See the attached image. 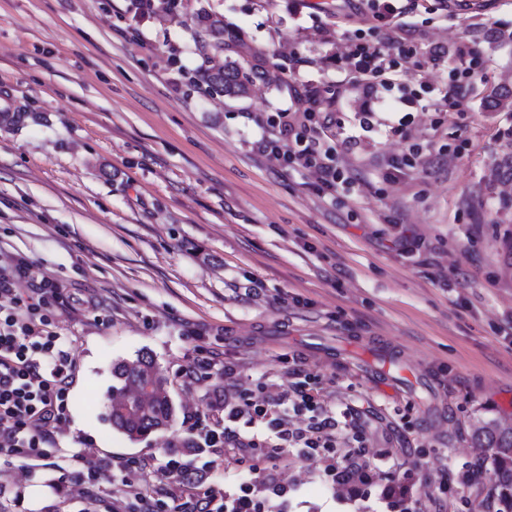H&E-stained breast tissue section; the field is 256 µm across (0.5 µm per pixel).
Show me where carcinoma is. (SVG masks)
Here are the masks:
<instances>
[{
  "label": "carcinoma",
  "mask_w": 512,
  "mask_h": 512,
  "mask_svg": "<svg viewBox=\"0 0 512 512\" xmlns=\"http://www.w3.org/2000/svg\"><path fill=\"white\" fill-rule=\"evenodd\" d=\"M208 40L203 50L209 66L204 79L212 91L231 97H244L248 86L262 71L252 66L243 68L229 49L232 39L224 30V20L209 13L197 16ZM107 417L112 428L134 442L141 437L172 426L176 408L168 389V379L153 357L139 353L132 360L112 364L111 397ZM474 441L492 452L496 490L504 503L503 512H512V429H500L487 423L476 429Z\"/></svg>",
  "instance_id": "obj_1"
}]
</instances>
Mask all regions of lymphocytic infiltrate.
I'll use <instances>...</instances> for the list:
<instances>
[{
    "label": "lymphocytic infiltrate",
    "mask_w": 512,
    "mask_h": 512,
    "mask_svg": "<svg viewBox=\"0 0 512 512\" xmlns=\"http://www.w3.org/2000/svg\"><path fill=\"white\" fill-rule=\"evenodd\" d=\"M423 6L424 0H342L339 21L357 25L345 54L350 63L345 81L365 90L395 88L409 78L404 62L414 48H421L436 63L454 56L461 65L454 68L452 92L441 97L440 105L462 112L481 72V53L467 43L451 49L418 42L407 16ZM338 125L335 113L288 108L269 119L267 135L254 147L284 168L315 172L316 190L322 196L333 197L340 189L351 193L361 179L350 160L353 142L341 146L336 141ZM31 272L23 256L0 259V457L38 467L65 456L60 425L75 366L66 339L54 329L62 303L57 283L42 278L27 294L14 288L16 280L30 277ZM292 374L288 398L218 393L214 401L224 410L223 421L204 426L196 420L189 427L207 447L217 450L251 454L274 449V463L243 470L233 490L220 496L206 486L214 461L192 471L180 453L172 452L159 463L172 480L169 497L188 499L190 512H264L265 505L288 500L284 469L298 459L319 458L326 462L324 473L337 500L354 512H368L362 500L371 486L388 512H423L424 494L411 470L392 464L385 481L375 483L376 465L362 450L367 414L352 403L328 406L316 377L298 367ZM346 441L355 444V452L335 456V448Z\"/></svg>",
    "instance_id": "lymphocytic-infiltrate-1"
}]
</instances>
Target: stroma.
<instances>
[{"label": "stroma", "instance_id": "stroma-1", "mask_svg": "<svg viewBox=\"0 0 512 512\" xmlns=\"http://www.w3.org/2000/svg\"><path fill=\"white\" fill-rule=\"evenodd\" d=\"M469 10L429 0L411 17L435 42L477 41L482 77L467 116L436 112L451 67L424 64L423 81L367 95L337 90L331 55L354 27L336 0H181L141 32L129 0H0V88L22 124L0 116V252L19 254L33 276L63 295H92L100 309L59 308L55 329L77 364L63 429L81 455L64 470L0 459V512H94L123 499L126 482L167 487L157 470L189 439L186 419H222L214 391L236 386L287 394L293 361L317 376L325 398L377 405L369 454L415 468L430 485L476 465L478 482L447 512H482L493 487L479 422L512 426V180L496 164L512 152V0H473ZM224 17L241 39L239 60L265 72L249 95L200 91L206 40L196 16ZM508 33L504 42L477 31ZM357 137L364 183L321 197L313 174L284 168L252 148L272 113L313 100ZM500 102L495 121L476 110ZM372 113L374 128L359 125ZM412 115V139L384 134ZM471 145L429 172L383 178L373 161L415 142L439 151ZM370 341L405 356L433 387L397 388L346 353ZM149 352L177 410L165 431L129 441L106 418L114 362ZM209 359L195 383L185 368ZM236 366L225 377L224 363ZM111 461L100 489L70 484L71 471ZM320 459L283 471L295 482L288 512H342Z\"/></svg>", "mask_w": 512, "mask_h": 512}]
</instances>
